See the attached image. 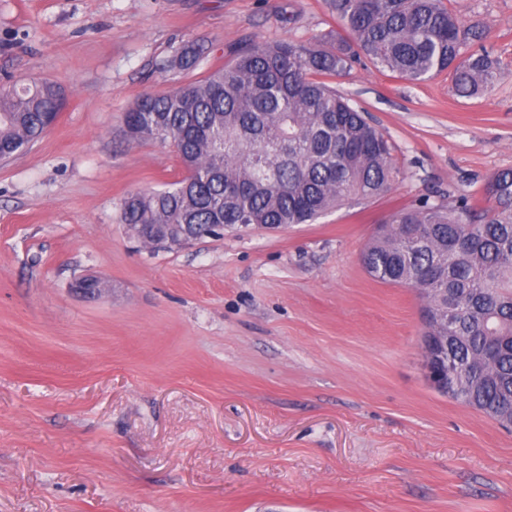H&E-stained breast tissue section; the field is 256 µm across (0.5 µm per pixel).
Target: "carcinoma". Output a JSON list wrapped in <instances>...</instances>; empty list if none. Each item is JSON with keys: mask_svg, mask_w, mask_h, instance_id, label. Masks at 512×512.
Masks as SVG:
<instances>
[{"mask_svg": "<svg viewBox=\"0 0 512 512\" xmlns=\"http://www.w3.org/2000/svg\"><path fill=\"white\" fill-rule=\"evenodd\" d=\"M352 36L326 48L283 41L232 50V63L164 94L140 97L126 113L130 142L171 145L190 180L128 194L121 222L150 232L192 224L198 238L214 224H309L331 209L381 196L398 176L393 146L350 99L322 81L350 72L359 54L410 81L448 71L456 91L477 95L500 75L478 26L466 27L441 0H330ZM203 49L172 61L197 67ZM58 84L0 86V152L16 157L55 123ZM487 206L427 199L393 213L361 254L374 279L417 290L427 332L458 336L454 359L468 372L457 401L504 424L512 418V170L491 176Z\"/></svg>", "mask_w": 512, "mask_h": 512, "instance_id": "obj_1", "label": "carcinoma"}]
</instances>
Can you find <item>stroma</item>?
Returning a JSON list of instances; mask_svg holds the SVG:
<instances>
[{
  "label": "stroma",
  "instance_id": "1",
  "mask_svg": "<svg viewBox=\"0 0 512 512\" xmlns=\"http://www.w3.org/2000/svg\"><path fill=\"white\" fill-rule=\"evenodd\" d=\"M443 4L487 29L481 95L366 61L330 80L393 144L388 193L171 250L120 222L182 175L125 113L234 47L328 44V0H0V84L65 93L0 163V512H512V430L431 387L423 299L360 262L396 210L512 169V0ZM187 42L200 66L168 68ZM85 274L108 288L78 292Z\"/></svg>",
  "mask_w": 512,
  "mask_h": 512
}]
</instances>
